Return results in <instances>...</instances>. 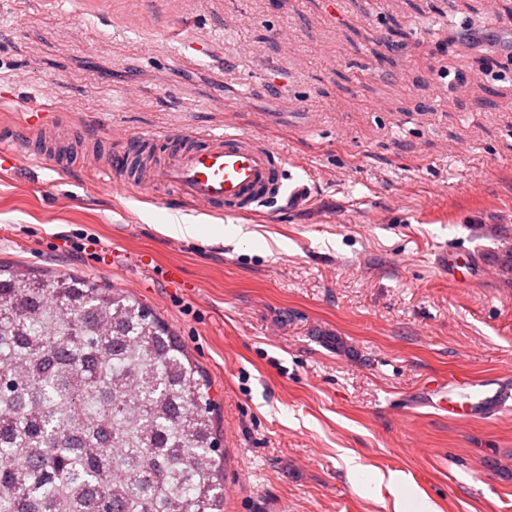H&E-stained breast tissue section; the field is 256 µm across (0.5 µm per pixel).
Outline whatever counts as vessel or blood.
<instances>
[{
	"label": "vessel or blood",
	"mask_w": 512,
	"mask_h": 512,
	"mask_svg": "<svg viewBox=\"0 0 512 512\" xmlns=\"http://www.w3.org/2000/svg\"><path fill=\"white\" fill-rule=\"evenodd\" d=\"M28 132L9 154L11 163L49 156L48 143L56 130L47 128L42 114L30 113ZM174 146L167 160L148 166L145 175L129 176L126 161L106 163L108 186L125 191L148 180L173 188L178 203L187 209L216 212L227 210L251 215L260 204L286 199L298 206L306 198L304 188H288L284 183V161L266 143L245 133L213 134L178 131L170 136ZM448 394L439 401L449 415L463 418H490L493 410L512 407V385L490 387L488 381L469 377L447 381Z\"/></svg>",
	"instance_id": "obj_1"
}]
</instances>
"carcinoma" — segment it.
I'll return each instance as SVG.
<instances>
[{"mask_svg":"<svg viewBox=\"0 0 512 512\" xmlns=\"http://www.w3.org/2000/svg\"><path fill=\"white\" fill-rule=\"evenodd\" d=\"M209 391L136 298L0 265V512H224Z\"/></svg>","mask_w":512,"mask_h":512,"instance_id":"carcinoma-1","label":"carcinoma"}]
</instances>
